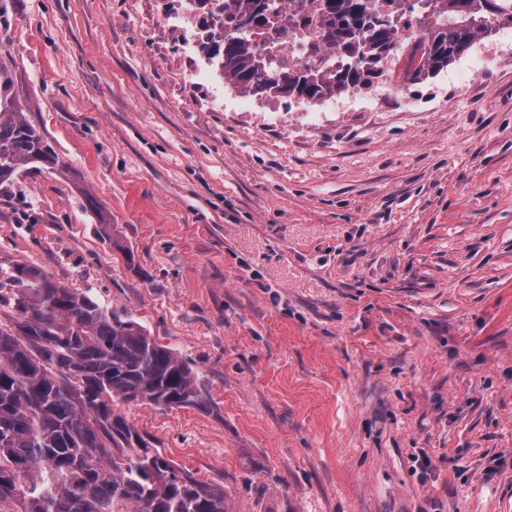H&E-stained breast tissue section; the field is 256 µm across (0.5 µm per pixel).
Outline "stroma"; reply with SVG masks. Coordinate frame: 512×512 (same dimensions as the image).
<instances>
[{"instance_id": "obj_1", "label": "stroma", "mask_w": 512, "mask_h": 512, "mask_svg": "<svg viewBox=\"0 0 512 512\" xmlns=\"http://www.w3.org/2000/svg\"><path fill=\"white\" fill-rule=\"evenodd\" d=\"M187 0H0L58 154L25 262L126 308L215 411L127 407L232 512H512V39L397 97L239 93Z\"/></svg>"}]
</instances>
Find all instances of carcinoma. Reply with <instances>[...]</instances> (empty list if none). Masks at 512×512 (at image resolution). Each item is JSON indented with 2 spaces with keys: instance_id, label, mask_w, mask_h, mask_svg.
<instances>
[{
  "instance_id": "cac0c4a2",
  "label": "carcinoma",
  "mask_w": 512,
  "mask_h": 512,
  "mask_svg": "<svg viewBox=\"0 0 512 512\" xmlns=\"http://www.w3.org/2000/svg\"><path fill=\"white\" fill-rule=\"evenodd\" d=\"M209 2L197 0L220 25L250 28L215 48L201 44L244 94L327 99L375 87L398 58L394 24L375 0H320L318 39L302 63L266 60L281 22L267 0ZM401 2L435 17L398 71L405 84L448 67L487 34L488 20L512 25L506 0ZM325 51L340 64L329 66ZM46 144L0 69L1 199L12 197L26 166L59 169ZM124 405L211 410L189 363L130 311L12 264L0 278V512H230L224 485L166 457Z\"/></svg>"
}]
</instances>
